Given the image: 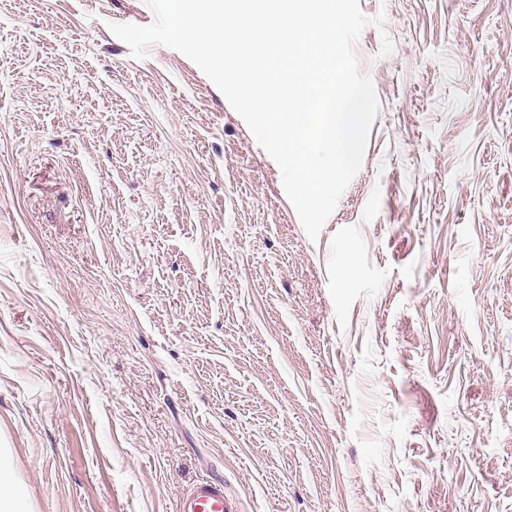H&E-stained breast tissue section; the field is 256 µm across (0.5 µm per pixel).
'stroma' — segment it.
Instances as JSON below:
<instances>
[{
  "label": "stroma",
  "instance_id": "stroma-1",
  "mask_svg": "<svg viewBox=\"0 0 512 512\" xmlns=\"http://www.w3.org/2000/svg\"><path fill=\"white\" fill-rule=\"evenodd\" d=\"M310 239L146 0H0V448L26 512H512V0H359ZM384 16L383 25L372 20ZM239 508L224 491V484L212 480L195 483L177 501V512H238Z\"/></svg>",
  "mask_w": 512,
  "mask_h": 512
}]
</instances>
